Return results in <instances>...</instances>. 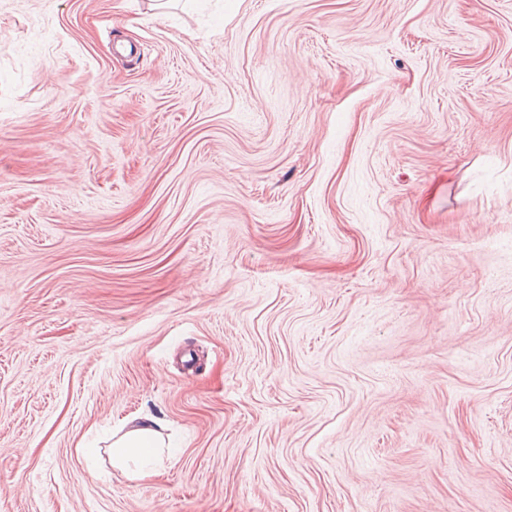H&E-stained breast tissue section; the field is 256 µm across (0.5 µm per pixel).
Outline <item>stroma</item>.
I'll list each match as a JSON object with an SVG mask.
<instances>
[{"label": "stroma", "mask_w": 512, "mask_h": 512, "mask_svg": "<svg viewBox=\"0 0 512 512\" xmlns=\"http://www.w3.org/2000/svg\"><path fill=\"white\" fill-rule=\"evenodd\" d=\"M0 512H512V0H0ZM112 466L134 479L151 475L154 470L149 448H159L157 432L150 423L142 422L127 430L110 446Z\"/></svg>", "instance_id": "stroma-1"}]
</instances>
